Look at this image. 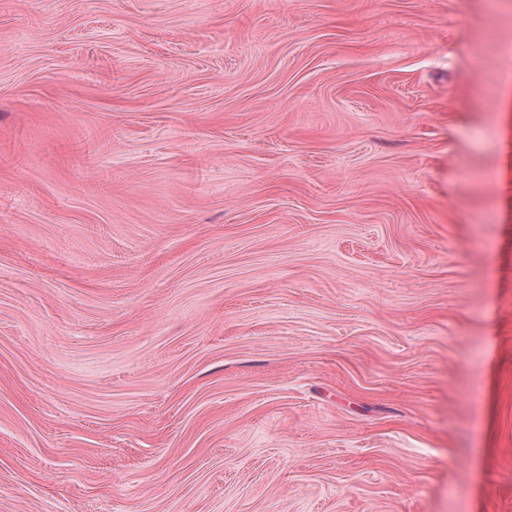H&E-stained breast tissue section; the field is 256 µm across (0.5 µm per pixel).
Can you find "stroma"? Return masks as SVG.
Masks as SVG:
<instances>
[{
    "mask_svg": "<svg viewBox=\"0 0 512 512\" xmlns=\"http://www.w3.org/2000/svg\"><path fill=\"white\" fill-rule=\"evenodd\" d=\"M512 0H0V512H512Z\"/></svg>",
    "mask_w": 512,
    "mask_h": 512,
    "instance_id": "stroma-1",
    "label": "stroma"
}]
</instances>
